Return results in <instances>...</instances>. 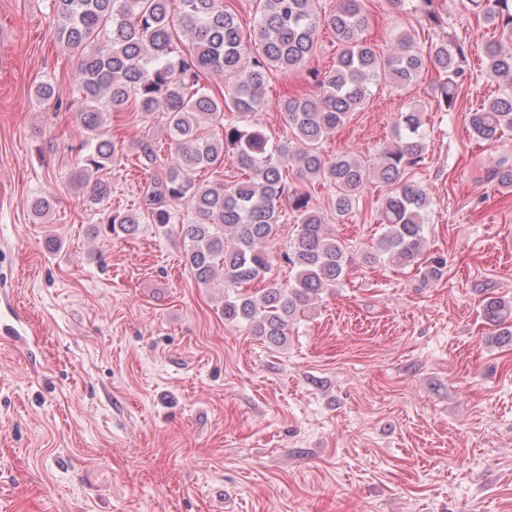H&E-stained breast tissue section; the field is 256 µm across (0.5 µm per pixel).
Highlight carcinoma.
I'll list each match as a JSON object with an SVG mask.
<instances>
[{"label":"carcinoma","instance_id":"cac0c4a2","mask_svg":"<svg viewBox=\"0 0 512 512\" xmlns=\"http://www.w3.org/2000/svg\"><path fill=\"white\" fill-rule=\"evenodd\" d=\"M52 2L56 42L79 55L82 73L76 94L85 104L78 117L87 136L77 147L73 179L86 180L126 150L136 154L149 175L139 205L134 211H109L100 218L102 232L131 236L142 224L164 230L181 225L186 264L194 278L205 284L223 273L225 320L244 325L270 346L282 347L297 315L345 276L349 247L326 230L322 214L309 206L308 194L283 179L290 163L307 182L333 185L331 205L338 215L358 206L369 179L383 184L387 193L377 218L385 231L364 259L396 267L418 262L430 204L426 190L412 179L428 151L422 113H398L394 141L372 161L345 152L327 158L321 142L364 105L370 86H410L429 63L441 73L434 85L438 104L450 109L464 76L462 45L446 35L425 51L403 33L399 50L383 58L364 37L368 17L363 0H338L327 15L319 13V0H259V14L247 30L224 0ZM414 2V10L431 28L444 29L439 0ZM468 4L499 32V38L483 43L482 54L487 75L504 90L469 113L473 138L497 144L512 133V51L502 45L512 41V0ZM323 25L342 45L336 64L324 73L309 67ZM304 68L317 94L288 96L279 103L299 148L272 143L260 129L237 124V119L265 105L271 71ZM209 72L231 79L227 92L218 96L202 81ZM116 107L129 108L146 122L162 119L173 152L161 155L147 135L125 149L117 146L102 121L104 110ZM201 116L220 127L222 135L206 131ZM226 161L242 172L241 180L229 187L222 181L196 182L197 172L217 169ZM490 178L502 189H512V162L497 159ZM111 194L110 183H93L90 206H104ZM182 200L189 202L184 218L174 208ZM285 205L298 227L297 238L282 256L294 276L268 283L259 294L237 292L243 284L270 277L266 244ZM482 316L494 327L499 343L512 342V304L487 297Z\"/></svg>","mask_w":512,"mask_h":512}]
</instances>
